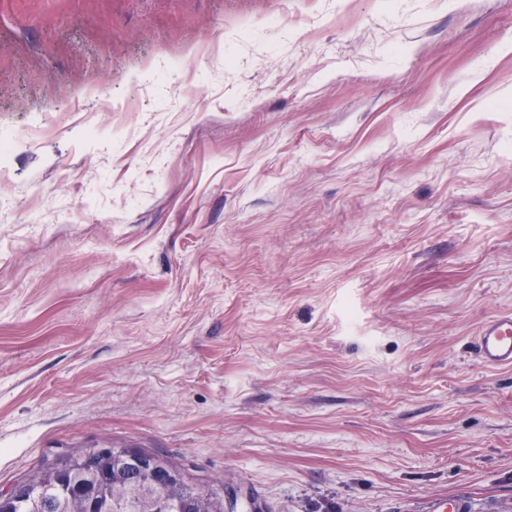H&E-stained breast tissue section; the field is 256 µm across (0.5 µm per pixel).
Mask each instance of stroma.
<instances>
[{
    "mask_svg": "<svg viewBox=\"0 0 512 512\" xmlns=\"http://www.w3.org/2000/svg\"><path fill=\"white\" fill-rule=\"evenodd\" d=\"M0 133V490L512 500V0H0ZM475 345L479 361L485 366L512 368V311L484 321L477 330ZM115 448H96L100 457L116 461H131L123 466L117 465L113 469L112 463L103 464L102 460L92 457L82 466L67 456L53 460L52 465L56 472L48 478H40L37 484L40 490L36 495L24 494L10 501L7 510H2L1 496L0 512H148L153 499L155 488L158 485L167 486V497L164 503L166 512H190V499L185 495L183 488L175 483H181L193 494L192 500L200 496L199 486L186 481L183 470L166 460L169 480L162 475L161 470L147 471L164 466L160 459L152 454L141 452H128L118 454ZM137 465H135V464ZM34 478V479H36ZM33 479V480H34ZM113 483L125 489L128 494L122 498L121 494L113 493ZM109 488L110 500L104 496H97L92 500L95 489ZM65 489V491L62 490ZM109 509V510H106Z\"/></svg>",
    "mask_w": 512,
    "mask_h": 512,
    "instance_id": "stroma-1",
    "label": "stroma"
}]
</instances>
